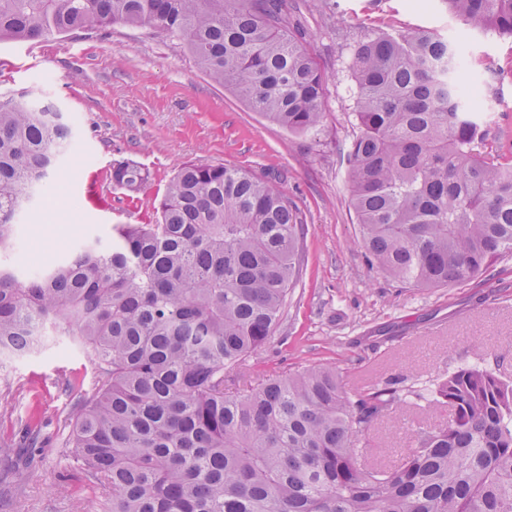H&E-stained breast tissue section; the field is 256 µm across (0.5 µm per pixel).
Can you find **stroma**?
<instances>
[{
  "mask_svg": "<svg viewBox=\"0 0 512 512\" xmlns=\"http://www.w3.org/2000/svg\"><path fill=\"white\" fill-rule=\"evenodd\" d=\"M284 0L288 28L325 74L326 119L313 136L288 132L213 81L182 43L147 27L0 43V99L29 94L62 107L79 143L55 188L21 218L24 252L7 262L51 264L89 234L156 216L169 179L183 166H237L283 192L306 231L299 276L269 343L246 359L242 389L271 375L336 366L346 389H424L461 364L512 379V257L474 279L418 288L371 267L350 204L346 148L356 136L352 49L367 34L433 30L459 41L481 91L471 101L486 132L482 153L512 132V41L460 24L440 0ZM133 161L151 179L136 199L113 188L114 163ZM92 388L94 361L77 347L50 345L0 357V443L23 447L40 432L29 466L0 454V512H106L104 486L88 477L68 445L69 381ZM443 410L403 399L361 436L372 463L391 465L416 446L414 428L446 421Z\"/></svg>",
  "mask_w": 512,
  "mask_h": 512,
  "instance_id": "obj_1",
  "label": "stroma"
}]
</instances>
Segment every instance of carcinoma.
<instances>
[{
    "label": "carcinoma",
    "instance_id": "cac0c4a2",
    "mask_svg": "<svg viewBox=\"0 0 512 512\" xmlns=\"http://www.w3.org/2000/svg\"><path fill=\"white\" fill-rule=\"evenodd\" d=\"M464 30L512 39V0H441ZM185 45L216 83L294 134L323 125L327 78L288 33L280 0H0V41L113 24ZM351 205L371 265L412 286L468 281L512 256V163L475 151L459 47L417 30L353 49ZM76 142L51 103L0 100V253L16 216ZM137 192L140 166L112 167ZM288 197L238 168L187 165L149 224H114L60 262L0 264V355L72 336L92 351L70 446L108 487L107 512H512V380L448 373L430 402L448 421L418 431L396 465L366 469L359 436L402 400L347 392L329 365L230 393L228 374L268 343L302 257Z\"/></svg>",
    "mask_w": 512,
    "mask_h": 512
}]
</instances>
